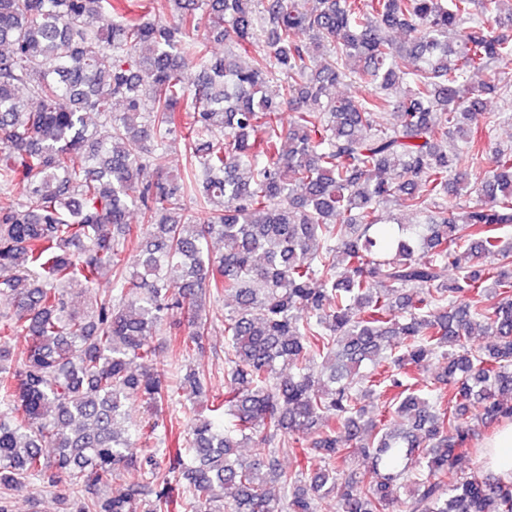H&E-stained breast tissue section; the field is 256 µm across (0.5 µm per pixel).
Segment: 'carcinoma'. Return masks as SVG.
<instances>
[{
	"mask_svg": "<svg viewBox=\"0 0 512 512\" xmlns=\"http://www.w3.org/2000/svg\"><path fill=\"white\" fill-rule=\"evenodd\" d=\"M122 4L0 0V194L18 193L0 206V486L64 479L86 492L68 512H169L174 483L181 512H396L409 487L405 512H512V483L453 476L464 416L512 418V146L489 147L462 206L453 152L480 160L499 123L470 127L463 90L512 56V0H164L166 18L158 0L137 18ZM348 78L374 93L329 95ZM178 138L185 178L168 175ZM393 201L423 222L389 225ZM77 286L98 289L86 312ZM174 312L187 354L224 325V397L162 448L156 424L131 432L128 397L158 409L209 385L156 361ZM435 357L447 399L417 388ZM381 397L406 427L367 415ZM310 434L319 464L283 468ZM359 458L374 485L345 468ZM120 469L136 481L102 493Z\"/></svg>",
	"mask_w": 512,
	"mask_h": 512,
	"instance_id": "carcinoma-1",
	"label": "carcinoma"
}]
</instances>
